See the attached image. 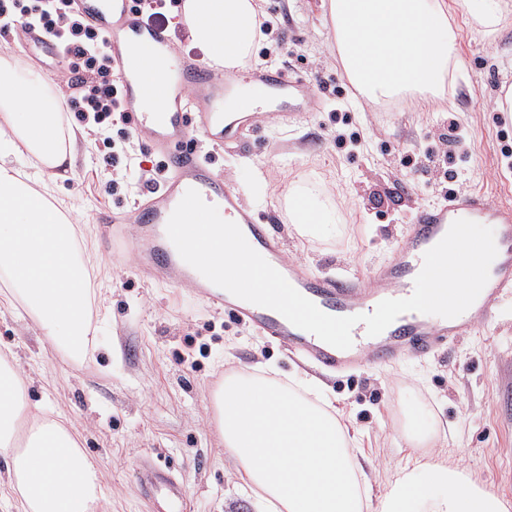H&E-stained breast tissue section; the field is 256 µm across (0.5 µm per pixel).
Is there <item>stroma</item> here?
Segmentation results:
<instances>
[{"mask_svg": "<svg viewBox=\"0 0 512 512\" xmlns=\"http://www.w3.org/2000/svg\"><path fill=\"white\" fill-rule=\"evenodd\" d=\"M273 29L251 56L275 59L291 77L310 79L315 103L298 123L245 130L231 152L194 133L192 144L244 203L270 221L284 255L316 275L368 277L392 261L412 215L449 193L471 189L495 204L512 205V117L494 102L512 88V14L485 34L456 14L459 67L446 101L359 97L333 61L334 35L322 0H258ZM69 127L81 136L64 179L56 184L79 224L91 229L100 260L98 343L80 360L50 349L21 306L0 298V351L11 350L28 385L33 414L72 423L103 478L98 512H154L137 489L138 456L172 469L191 512H256L235 486L212 421L209 394L228 370L263 364L292 376L319 379L361 444L372 496H380L409 448L402 437L413 414L439 433L425 457H447L512 503V292L496 321L450 341L425 358L364 363L338 375L288 352L254 328L194 297L187 288L146 282L136 256L113 255L101 234L100 212L125 215L146 192L157 155L137 149L116 165L104 161L103 137L74 112ZM118 193H110L111 183ZM310 190L337 223L301 237L285 211L288 187Z\"/></svg>", "mask_w": 512, "mask_h": 512, "instance_id": "obj_1", "label": "stroma"}]
</instances>
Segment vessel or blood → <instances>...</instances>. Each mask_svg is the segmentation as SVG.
<instances>
[{
	"instance_id": "vessel-or-blood-1",
	"label": "vessel or blood",
	"mask_w": 512,
	"mask_h": 512,
	"mask_svg": "<svg viewBox=\"0 0 512 512\" xmlns=\"http://www.w3.org/2000/svg\"><path fill=\"white\" fill-rule=\"evenodd\" d=\"M77 9L87 27L104 34L112 48V64L120 80L124 110L133 132L151 153L159 155L170 176L159 193L135 202L132 220L141 228L139 237L113 233L112 250L122 254L149 243V260L141 276L159 271L169 284H185L211 306L235 320L248 324L272 341L285 344L289 351L308 357L328 371H345L363 361L391 362L420 357L438 351L448 341L469 334L476 325L496 319L503 293L512 290V207L493 205L484 195L466 191L450 195L436 205L418 209L393 262L363 280L346 273L317 277L295 261L282 258V243L270 225L242 202L239 192L198 154L189 143L192 131L210 136L215 147L232 149L245 129H257L274 115L291 119L292 100L304 91L305 82L278 68L259 66L228 75L213 72L204 63L178 58L166 82H142L135 60L150 61L167 54L170 36L167 28L148 20L137 11L133 0H77ZM19 55L42 50L61 55V48L38 34H30L16 44ZM254 86L277 96V112L257 105L246 115L219 112L227 87L233 83ZM163 100L166 110L156 114L144 111L143 103ZM196 189L203 200L217 206L226 220L235 222L248 243L279 271L302 295L320 310L333 316L372 313L385 299L409 297L422 268L424 253L438 243L453 221L468 219L495 226L498 254L490 267L489 280L472 313L456 320H434L408 312L399 316L382 334L371 337L364 324L352 329L353 344L337 349L309 332L292 325L278 312L237 299L216 289L178 254L166 232L167 221L188 189ZM135 478L142 493L157 504V512H188V504L168 467L153 458L140 460Z\"/></svg>"
}]
</instances>
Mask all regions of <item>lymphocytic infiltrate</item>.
Returning a JSON list of instances; mask_svg holds the SVG:
<instances>
[{"instance_id":"obj_1","label":"lymphocytic infiltrate","mask_w":512,"mask_h":512,"mask_svg":"<svg viewBox=\"0 0 512 512\" xmlns=\"http://www.w3.org/2000/svg\"><path fill=\"white\" fill-rule=\"evenodd\" d=\"M74 0H0V21L18 23L62 45L82 123L92 128L125 124L112 55L102 35L86 28Z\"/></svg>"}]
</instances>
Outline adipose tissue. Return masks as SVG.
<instances>
[{"label":"adipose tissue","mask_w":512,"mask_h":512,"mask_svg":"<svg viewBox=\"0 0 512 512\" xmlns=\"http://www.w3.org/2000/svg\"><path fill=\"white\" fill-rule=\"evenodd\" d=\"M323 0L336 59L361 97L444 100L458 68L451 10L471 12L494 31L500 0ZM257 0H184L178 26L202 60L244 66L261 37ZM63 100L36 74L19 75L0 57L1 297L19 304L49 345L80 356L97 339L99 261L87 228L74 224L55 195L58 170L76 151L64 124ZM22 157L28 170L14 160ZM300 235L317 234L331 213L307 193L286 200ZM315 380L288 383L231 371L209 403L225 453L258 512H512V505L465 470L409 455L385 492L370 498L358 481L354 439L331 402L311 399ZM27 411V388L15 358L0 355V456L17 512H95L103 496L98 471L78 432L58 417H34L23 447L16 427Z\"/></svg>","instance_id":"1"}]
</instances>
